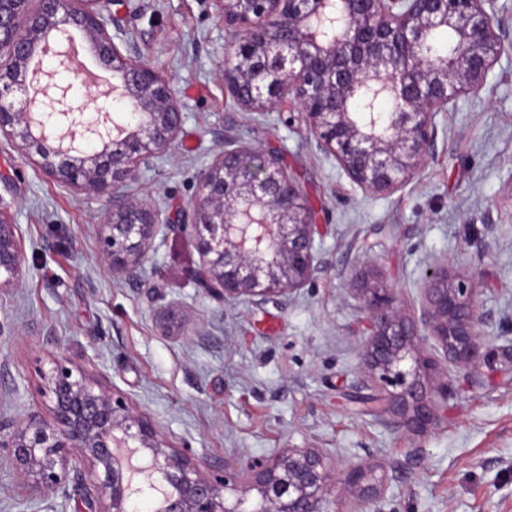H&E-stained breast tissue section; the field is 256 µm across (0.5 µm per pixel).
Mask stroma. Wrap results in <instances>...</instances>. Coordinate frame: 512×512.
Instances as JSON below:
<instances>
[{
	"mask_svg": "<svg viewBox=\"0 0 512 512\" xmlns=\"http://www.w3.org/2000/svg\"><path fill=\"white\" fill-rule=\"evenodd\" d=\"M111 15L141 58L172 81L184 112L172 154L129 193L173 214L199 171L233 135L277 152L305 185L321 225L319 268L290 298L222 304L192 275L190 236L165 231L140 277L101 257L107 196L61 187L19 142L0 137V202L17 226L23 282L0 290V415L45 411L43 373L66 356L151 420L200 466L241 467L291 448L330 462L378 465L382 512H512V66L491 90L437 117L435 155L398 191L366 196L311 149L298 112L258 119L224 88V21L214 0H112ZM445 261L475 274L487 361L458 371L427 334L432 380L448 398L424 432L364 412L361 302L354 273L392 285L418 318L426 270ZM179 303L177 333L156 317Z\"/></svg>",
	"mask_w": 512,
	"mask_h": 512,
	"instance_id": "obj_1",
	"label": "stroma"
}]
</instances>
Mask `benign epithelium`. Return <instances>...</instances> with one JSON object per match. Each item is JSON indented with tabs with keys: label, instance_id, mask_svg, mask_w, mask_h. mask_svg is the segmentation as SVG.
<instances>
[{
	"label": "benign epithelium",
	"instance_id": "benign-epithelium-1",
	"mask_svg": "<svg viewBox=\"0 0 512 512\" xmlns=\"http://www.w3.org/2000/svg\"><path fill=\"white\" fill-rule=\"evenodd\" d=\"M224 18V88L263 118L296 107L318 153L336 162L365 194H390L421 172L437 147V116L490 84L502 58L512 57L509 0H215ZM105 0H0V136L34 151L37 164L61 186L111 200L100 225L101 253L112 273L136 276L162 229L173 225L196 239L205 293L227 305L288 297L317 270L316 213L305 186L279 154L224 138V151L199 173L197 192L176 216L126 191L128 184L175 148L184 112L170 79L135 55L108 22ZM448 53L434 50L442 31ZM81 33L101 68L112 72L128 103L124 123L89 111L66 70L88 89L93 81L72 65L61 38ZM42 54L41 80L30 91L29 64ZM26 273L17 226L0 207V288ZM368 334L364 364L374 382L356 399L375 415L398 417L424 431L448 383L434 385L436 363L415 348L418 326L467 375L484 361L479 288L473 275L435 263L427 272L419 320L403 315L396 290L354 276ZM163 327L182 325L173 302L157 309ZM49 415L32 411L0 419V448L27 479V507L68 512L67 478L84 469L88 512H135L128 459L121 448L148 452L145 484L166 486L151 512H365L383 495L371 464L331 467L313 448H290L224 474H210L166 444L161 432L124 397L103 388L68 358L45 376ZM351 493L343 508L332 483Z\"/></svg>",
	"mask_w": 512,
	"mask_h": 512
}]
</instances>
